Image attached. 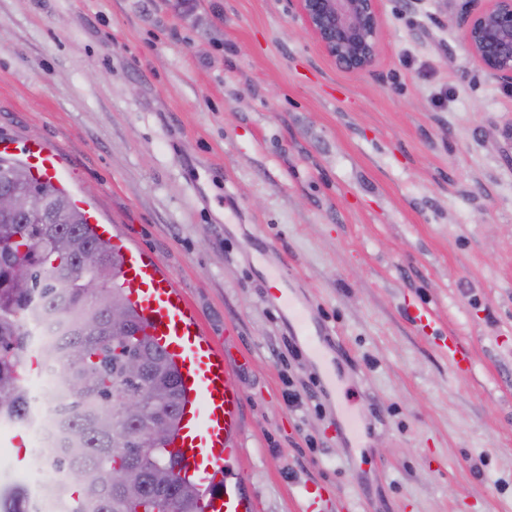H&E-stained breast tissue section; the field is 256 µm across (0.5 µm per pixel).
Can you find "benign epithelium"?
<instances>
[{"label": "benign epithelium", "instance_id": "obj_1", "mask_svg": "<svg viewBox=\"0 0 512 512\" xmlns=\"http://www.w3.org/2000/svg\"><path fill=\"white\" fill-rule=\"evenodd\" d=\"M308 30L340 69L359 74L380 53L379 0H296ZM473 57L489 76L512 83V0H467L459 17ZM37 197L19 199L0 189V217L37 209Z\"/></svg>", "mask_w": 512, "mask_h": 512}]
</instances>
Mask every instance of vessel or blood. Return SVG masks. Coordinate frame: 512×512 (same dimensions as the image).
Wrapping results in <instances>:
<instances>
[{
    "mask_svg": "<svg viewBox=\"0 0 512 512\" xmlns=\"http://www.w3.org/2000/svg\"><path fill=\"white\" fill-rule=\"evenodd\" d=\"M18 154L34 179L61 185V157L55 149L36 139H0V156ZM85 217L95 235L111 241L122 254L123 286L143 319L144 332L176 363L184 398L171 448L181 473L206 488L201 512H253L249 498L224 471L226 455L241 447L242 439L239 393L223 354L168 273L115 237L112 226L100 223L94 211H86ZM282 304L297 323V337L317 358H325L327 329L309 319L292 296H283Z\"/></svg>",
    "mask_w": 512,
    "mask_h": 512,
    "instance_id": "b4317fda",
    "label": "vessel or blood"
}]
</instances>
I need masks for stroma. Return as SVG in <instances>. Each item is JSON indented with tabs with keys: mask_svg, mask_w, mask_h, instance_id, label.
I'll list each match as a JSON object with an SVG mask.
<instances>
[{
	"mask_svg": "<svg viewBox=\"0 0 512 512\" xmlns=\"http://www.w3.org/2000/svg\"><path fill=\"white\" fill-rule=\"evenodd\" d=\"M464 6L380 0L352 74L295 0H0V137L57 149L70 196L173 277L238 388L227 470L255 512L311 483L320 512H512V85ZM273 276L328 328L337 391ZM24 436L0 421V512Z\"/></svg>",
	"mask_w": 512,
	"mask_h": 512,
	"instance_id": "obj_1",
	"label": "stroma"
}]
</instances>
